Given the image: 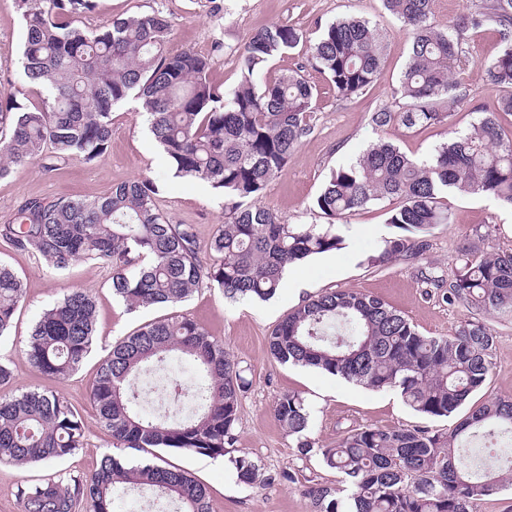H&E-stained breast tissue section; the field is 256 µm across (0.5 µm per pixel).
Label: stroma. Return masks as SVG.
I'll return each instance as SVG.
<instances>
[{"instance_id":"1","label":"stroma","mask_w":512,"mask_h":512,"mask_svg":"<svg viewBox=\"0 0 512 512\" xmlns=\"http://www.w3.org/2000/svg\"><path fill=\"white\" fill-rule=\"evenodd\" d=\"M157 11L170 22L171 51L191 50L210 61L208 78L225 91H233L239 77L238 59L250 34L278 23L317 36L320 27L352 15L376 24L385 37L386 64L371 88L349 101H340L325 77L313 68L305 75L319 90L316 120L283 171L269 182L262 198L289 224H318L321 215L311 204L332 169L355 160L372 142L388 136L402 152L427 157L445 142L449 130H467L477 121L473 105L493 107L503 90L480 70L497 41L493 30L468 34L464 48L469 66L456 74V81L471 96L469 103L452 111L447 125L380 133L370 121L377 109L392 105L393 91L410 50V35L400 21L389 15L382 0H96L95 9L79 24L87 30L110 25L113 19L139 12ZM23 22L14 0H0V91L14 92L23 105L37 102L39 90L29 83L21 65ZM112 137L104 157L88 162L70 158L55 170L33 164L0 178V224L15 221L21 208L34 199H92L112 185L133 179H148L159 187L157 206L171 224L192 225L199 256L212 264L216 255L211 241L224 222V196L210 183L174 177L166 157L151 134L140 104L127 98L112 107ZM451 223L436 226L423 255L374 266L384 240L399 236L388 222L389 203H379L337 220L342 249L314 256L301 271L308 294L355 289L383 299L409 319L424 335L446 336L462 324L480 321L492 330L496 346L493 368L484 386L472 399L512 397V313L482 314L465 305L442 301V291L426 285L425 279L455 275L461 250L493 254L512 249V207L483 195L451 191L442 198ZM0 265L21 280L25 294L12 319L7 336L0 338V364L13 373L16 390H49L66 398L86 425L85 445L69 458L36 462L18 468L0 463V512H23L21 492L41 484L47 477L83 478L102 455L127 464L152 460L151 449L114 444L97 423L90 398L91 384L114 339L132 334L144 325L166 316L160 307L127 309L112 297V268L103 260H82L69 270L49 269L31 253L0 238ZM80 288L96 299L97 341L79 370L62 379L49 380L27 362L23 345L43 310L67 291ZM299 297L278 289L266 301L225 298L214 284H205L183 302L179 310L194 319L223 343L238 361L248 387L240 399L235 442L226 455L212 457L181 450L165 451L166 460L185 469L208 492L210 512H310L304 486L321 484L341 487L342 477L325 466L318 455L301 456L295 441L273 415L275 400L295 393L311 409L310 436L316 447H335L337 439L352 426H426L438 432L452 429L458 415L429 418L407 407L392 390H373L354 385L322 371L283 365L266 346L272 327L299 304ZM256 461L271 482L265 486L239 481L234 458ZM289 472L291 480L280 477Z\"/></svg>"}]
</instances>
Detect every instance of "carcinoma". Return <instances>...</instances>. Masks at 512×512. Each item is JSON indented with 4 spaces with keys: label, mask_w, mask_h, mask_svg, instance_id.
I'll use <instances>...</instances> for the list:
<instances>
[{
    "label": "carcinoma",
    "mask_w": 512,
    "mask_h": 512,
    "mask_svg": "<svg viewBox=\"0 0 512 512\" xmlns=\"http://www.w3.org/2000/svg\"><path fill=\"white\" fill-rule=\"evenodd\" d=\"M24 25L22 66L43 90L23 107L0 101V178L41 161L103 157L112 136V105L137 96L173 175L210 183L224 193V226L211 243L219 255L205 266L189 224H170L156 205L158 188L146 179L112 186L91 200L32 201L18 221L0 225V237L48 268L63 271L80 260L112 265V295L127 307L176 306L204 282L231 300H266L285 270L343 245L335 221L385 201H397L389 223L404 235L385 241L371 264L416 258L438 224L451 223L440 195L448 190L482 194L512 207V137L496 113L512 114V93L465 131L424 159H413L379 140L356 160L331 171L313 208L325 224H287L261 204L268 183L312 133L317 89L296 65L277 77L262 73L275 57L300 45L342 101L373 85L385 63L384 38L367 20L343 18L315 38L293 26L254 31L240 55V80L229 94L208 79L209 61L190 50H167L171 25L160 12L116 19L86 31L79 18L95 0H15ZM435 0H383L410 32L408 62L395 94L402 103L371 114L380 129L445 125L449 110L469 99L453 81L468 63L470 31L490 27L499 36L484 73L512 89V0H480L448 25L433 22ZM460 269L448 283L450 302L486 314L512 311V251L477 255L461 251ZM24 288L0 266V337L9 332ZM93 295L72 289L36 320L24 346L40 375L60 379L78 370L95 341ZM495 336L483 323L459 326L449 336H424L377 297L353 289L325 291L302 301L267 336L281 364L315 368L371 389H391L413 411L448 417L465 405L490 374ZM186 361L194 410L188 416L155 413L135 386L149 369ZM248 385L224 345L192 318L172 313L116 340L92 383L98 423L127 448H174L219 457L234 443L240 397ZM273 414L298 452L309 455L311 412L295 394L280 396ZM481 438L498 449L499 470L480 471L455 452L460 440ZM85 426L65 398L26 390L0 396V463L24 466L64 459L83 447ZM512 398L484 401L451 433L426 427H363L346 431L318 455L343 475L345 487L306 488L312 512H472L474 501L496 492L512 471ZM241 482L265 483L246 457L233 460ZM153 491L157 508L209 512L207 490L188 471L166 462L126 467L106 455L86 478L49 480L23 490L24 512H113L128 487Z\"/></svg>",
    "instance_id": "1"
}]
</instances>
